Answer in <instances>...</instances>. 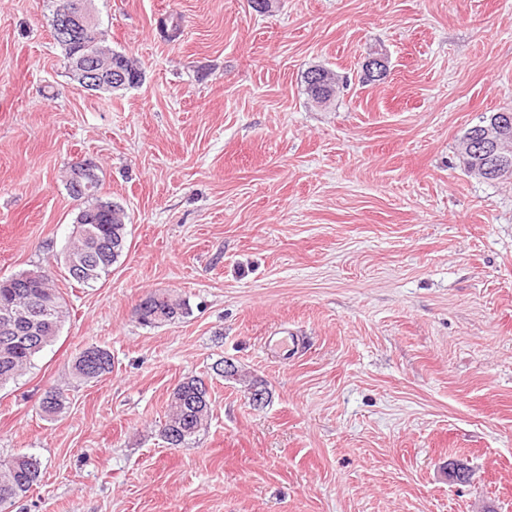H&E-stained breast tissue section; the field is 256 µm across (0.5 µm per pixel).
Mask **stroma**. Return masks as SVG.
I'll return each mask as SVG.
<instances>
[{
	"instance_id": "obj_1",
	"label": "stroma",
	"mask_w": 512,
	"mask_h": 512,
	"mask_svg": "<svg viewBox=\"0 0 512 512\" xmlns=\"http://www.w3.org/2000/svg\"><path fill=\"white\" fill-rule=\"evenodd\" d=\"M93 6L136 86L82 88L49 0H0V278L49 268L69 311L0 388V461L42 471L12 512H512V179L458 155L512 110V0ZM313 66L345 82L329 107L304 91ZM80 158L126 213L91 287L64 264ZM154 293L187 314L142 324ZM91 346L112 371L85 383L71 367ZM191 375L212 412L173 448L166 402ZM452 462L473 479L449 481ZM39 403V410L45 416L53 418L58 416L65 408V396L63 391L57 388H52L43 394Z\"/></svg>"
}]
</instances>
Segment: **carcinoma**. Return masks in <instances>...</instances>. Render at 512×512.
<instances>
[{
    "label": "carcinoma",
    "instance_id": "1",
    "mask_svg": "<svg viewBox=\"0 0 512 512\" xmlns=\"http://www.w3.org/2000/svg\"><path fill=\"white\" fill-rule=\"evenodd\" d=\"M53 12L59 7L78 3L89 18L90 31L100 33V22L88 0H53ZM311 71L303 75L305 89L311 101L319 107L331 105L335 85L327 82L316 86L309 81ZM126 224L124 212L118 208L101 214L97 224H80L70 241L65 257L88 267L89 273L80 284L90 286L109 274L125 248ZM11 287L0 288V313L8 309L35 316L37 323L23 343H11V337L0 335V387L16 380L31 367L36 355L59 333L68 308L64 297L55 288L51 272L46 269L23 271L9 277ZM140 322L146 325L171 322L187 314L186 304L166 294H151L136 308ZM112 371V354L105 348L91 346L76 358L72 374L80 381L97 380ZM203 378L192 375L179 382L167 400V419L162 431H172L165 437L173 447L186 445L200 432L211 411L209 394L199 390ZM65 408L63 391L51 388L40 399L39 410L53 418ZM41 474L40 462L32 456H18L0 463V512H10L16 499L25 495Z\"/></svg>",
    "mask_w": 512,
    "mask_h": 512
}]
</instances>
